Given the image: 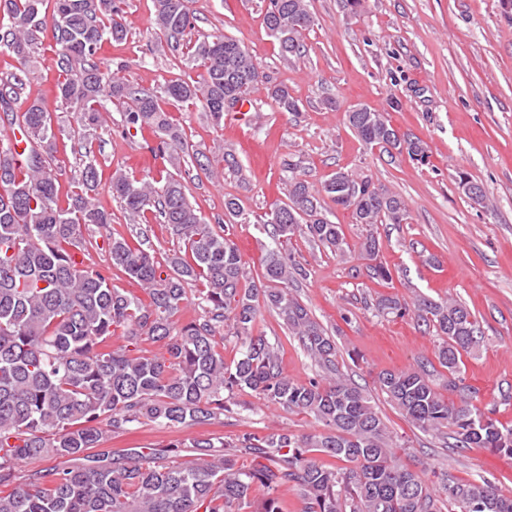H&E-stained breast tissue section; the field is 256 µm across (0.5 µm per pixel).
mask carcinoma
Wrapping results in <instances>:
<instances>
[{
  "label": "carcinoma",
  "instance_id": "cac0c4a2",
  "mask_svg": "<svg viewBox=\"0 0 512 512\" xmlns=\"http://www.w3.org/2000/svg\"><path fill=\"white\" fill-rule=\"evenodd\" d=\"M0 0V48L16 61L15 72L0 84V111L19 127L26 147L13 166L14 146L0 144V512H281L277 492L297 487L303 512H512V497L484 481L450 475L445 498H437L421 475L396 460V443L361 386L339 372L336 342L293 294L290 285L308 270L283 249L295 235L306 236L344 256L347 243L325 204L351 211L357 224H404L408 209L398 194L368 177L339 170L315 187L303 160L282 161L287 201L270 217L273 246L263 261V277L273 288L248 285V270L236 247L233 225L216 231L190 202L186 186L168 173L137 179L114 171L109 188L128 219L150 212L182 241L184 250L155 260L147 249L122 236H107L112 265L79 269L73 260L84 249L81 229H105L112 214L99 207L98 161L84 146L79 173L68 180L57 153L63 130L39 99L21 115L12 103L31 73L39 35H48L60 55L56 96L77 108L79 124L94 130L106 102L124 107L125 130H147L157 138L152 151L173 169L184 157L200 160L168 104L200 106L215 123L224 121V99L235 105L261 83L249 50L228 35L185 41L195 26L189 0H153L154 24L172 52L204 69L200 79L177 77L158 90L132 87L120 72L102 71L92 62L105 42L121 43L127 30L121 0ZM312 23L309 0H268L264 24L291 61L304 53L302 33ZM279 111L296 115L299 101L283 84L267 87ZM358 139L370 147L424 156L420 140L400 132L385 111L366 107L347 113ZM459 187L476 205L486 193L478 182L459 178ZM225 214L248 223L239 197H224ZM371 261V276L390 278L376 262L379 239L369 233L359 246ZM140 285L147 299L112 287V269ZM201 314L180 325L174 317L188 301ZM273 311L308 356L328 376L321 382H295L284 375L268 339L252 334L260 306ZM413 307L418 320L441 337L440 365L448 370L444 397L424 366L383 371L382 393L418 428L452 429L462 448H488L512 455V426L486 416L474 404L475 391L459 383L462 355L483 339L479 321L456 300L417 295L411 302L383 296L377 310L403 315ZM232 322L240 356L228 364L218 335ZM122 330L126 345L112 348ZM150 340L159 356L134 349ZM249 389L287 412L315 418L322 431L312 435L273 432L245 435L235 442L201 437L163 448L102 447L108 433L142 419L165 425H203L224 414V391ZM194 448V463L173 460V449ZM347 462L329 469L313 454ZM42 456L63 465L35 471L18 481L17 466ZM250 460H244V457ZM264 488L256 501L254 486Z\"/></svg>",
  "mask_w": 512,
  "mask_h": 512
}]
</instances>
